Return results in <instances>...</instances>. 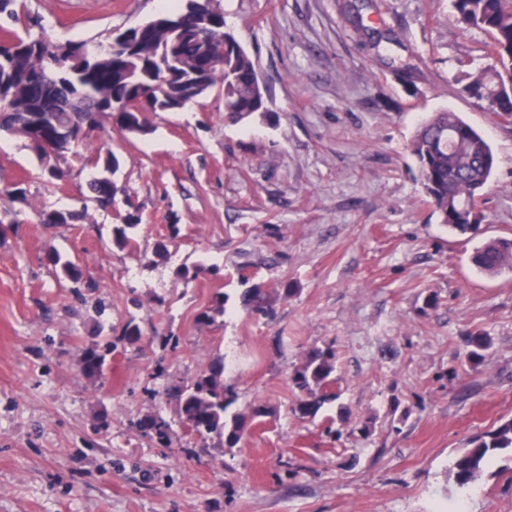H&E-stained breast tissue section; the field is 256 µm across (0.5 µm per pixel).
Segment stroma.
Returning a JSON list of instances; mask_svg holds the SVG:
<instances>
[{
    "mask_svg": "<svg viewBox=\"0 0 512 512\" xmlns=\"http://www.w3.org/2000/svg\"><path fill=\"white\" fill-rule=\"evenodd\" d=\"M371 2L390 48L355 33L356 0H220L265 111L227 114L218 86L147 113L143 134L102 119L82 151L105 143L118 157L112 211L93 199L94 169L61 157L56 180L24 138L0 132V186L26 196L0 199V512H438L457 500L512 512V468L492 465L474 491L448 480L470 438L512 417V273L471 262L479 241L512 239V126L456 91L486 65L488 37L461 32L450 0ZM25 3L31 34L95 45L161 10ZM444 108L496 157L473 235L440 224L409 150ZM131 208L136 242L116 247L112 226ZM55 209L81 218L43 224ZM51 247L94 289L49 265ZM254 285L276 295L271 316L241 305ZM222 293L224 315L200 324ZM130 322L134 344L120 340ZM474 332L491 339L475 368ZM107 340L104 376L85 378L81 355ZM328 346L338 398L301 418L289 376ZM218 357L234 411H267L236 447L165 448L141 431L149 416L178 426L170 388Z\"/></svg>",
    "mask_w": 512,
    "mask_h": 512,
    "instance_id": "1",
    "label": "stroma"
}]
</instances>
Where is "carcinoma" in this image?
<instances>
[{
	"label": "carcinoma",
	"mask_w": 512,
	"mask_h": 512,
	"mask_svg": "<svg viewBox=\"0 0 512 512\" xmlns=\"http://www.w3.org/2000/svg\"><path fill=\"white\" fill-rule=\"evenodd\" d=\"M24 0H0V15L12 22L0 26V101L16 112L48 113L68 117V112H53L57 99L65 95L79 100L84 111L106 114L112 123L124 129L126 124L114 117L112 102L122 101L136 108L140 97L150 93L156 112L169 110L170 101L188 86L200 87L204 95L217 85L224 86V111L228 113L265 110V88L256 86V64L235 37L224 31V22L203 23L205 6L201 0L162 14L167 24H150L138 31L131 45L120 44L108 54L86 42H55L46 36L20 31L24 25ZM452 21L464 32L479 31L490 37L486 55L494 63L469 74L464 88L481 92L492 102L495 115L512 112V0H452ZM179 47L178 57L169 47ZM410 150L419 166L425 193L440 222L460 235L473 234L468 224L470 212L485 192L495 167V156L488 141L457 113L433 112L416 127ZM90 163L102 176L112 179V152L99 147ZM140 223L138 214L120 217L112 226L113 242L120 248L133 242ZM48 261L59 267L63 276L79 283L81 267L64 260L54 250ZM473 265L494 277L512 271V239L491 238L477 246L471 256ZM225 297L218 295L212 306L202 311L199 321L208 324L224 314ZM247 311L267 317L273 312L271 297L261 288H249L242 295ZM491 342L483 333L469 336L466 361L481 365ZM112 342L88 349L80 360V370L88 378L104 376ZM336 352L328 346L316 350L290 376L298 391L294 412L303 417L317 414L326 403L336 399L330 392L335 382ZM182 422L202 445L215 435L224 438L227 448L242 439L245 418L228 416L237 399L234 388L224 384V364L212 363L178 386L174 393ZM163 445H170L176 432L157 416L142 424ZM505 454L512 460V418L501 419L487 431L471 438L455 455L448 475L453 482L470 489L486 476L493 460Z\"/></svg>",
	"instance_id": "carcinoma-1"
}]
</instances>
